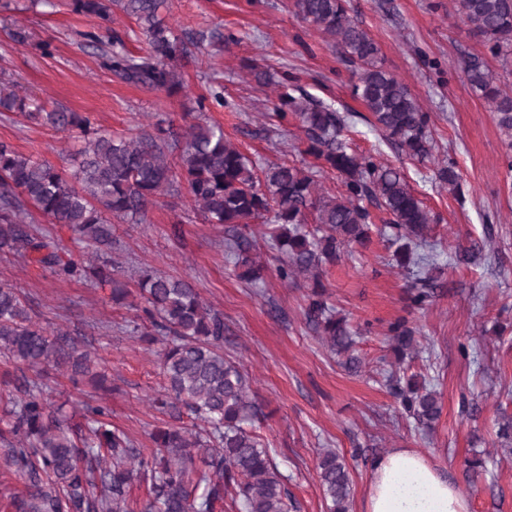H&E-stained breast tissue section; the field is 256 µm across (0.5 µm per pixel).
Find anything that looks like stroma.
Listing matches in <instances>:
<instances>
[{
  "label": "stroma",
  "mask_w": 512,
  "mask_h": 512,
  "mask_svg": "<svg viewBox=\"0 0 512 512\" xmlns=\"http://www.w3.org/2000/svg\"><path fill=\"white\" fill-rule=\"evenodd\" d=\"M350 6L377 41L385 67L429 112L440 158L457 163L464 201L438 186L433 164L398 156L370 127L364 105L351 96L349 72L324 36L296 16L292 0H169L167 19L176 32L204 37L179 61L184 87L174 95L126 83L102 68L97 49L82 37L96 28V19L61 4L11 0L0 8V78L45 111L89 113L115 135L151 134L159 122L178 135L197 122L218 124L262 164L295 160L292 146L303 134L294 126L270 131L276 93L245 79L246 60L288 72L313 97L351 110L352 148L400 167L438 217V253L448 257L493 241L479 263L449 268L443 288L422 310L410 307L412 278L390 265L391 250L379 234L327 268L323 282L357 334L365 361L361 372L340 366L309 325V283L278 278L267 226L251 228L268 261L263 283L254 286L226 258L221 227L205 223L188 193L158 198L142 223L114 221L124 275L151 266L186 278L223 313L224 353L248 373L264 401L267 418L257 432L287 477L297 512H327L315 468L323 449L344 455L352 512H362L374 458L396 446L428 456L467 499L470 512H512V460L497 437L501 417L512 415V178L492 106L471 90L459 65L462 53H479L483 46L461 18L457 0H350ZM22 27L32 37L20 44L12 33ZM43 41L52 43L53 56L42 54ZM219 86L224 107L199 111L198 98ZM0 141L58 166L66 165L75 145L68 135L13 112H0ZM0 280L22 288L46 329L103 321L95 338L113 388L112 422L140 447H150L149 433L161 416L149 400L164 378L159 344L124 330L134 311L108 302L101 288L58 280L8 254H0ZM400 318L421 334L411 372L441 393V416L429 436L403 415L381 376L397 364L388 338L391 323ZM475 457L485 459L487 473L472 485L462 464Z\"/></svg>",
  "instance_id": "obj_1"
}]
</instances>
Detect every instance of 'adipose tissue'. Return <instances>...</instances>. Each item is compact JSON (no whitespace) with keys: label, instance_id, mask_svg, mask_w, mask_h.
<instances>
[{"label":"adipose tissue","instance_id":"ef3b65f1","mask_svg":"<svg viewBox=\"0 0 512 512\" xmlns=\"http://www.w3.org/2000/svg\"><path fill=\"white\" fill-rule=\"evenodd\" d=\"M371 470L363 512H469L467 500L415 449H390Z\"/></svg>","mask_w":512,"mask_h":512}]
</instances>
